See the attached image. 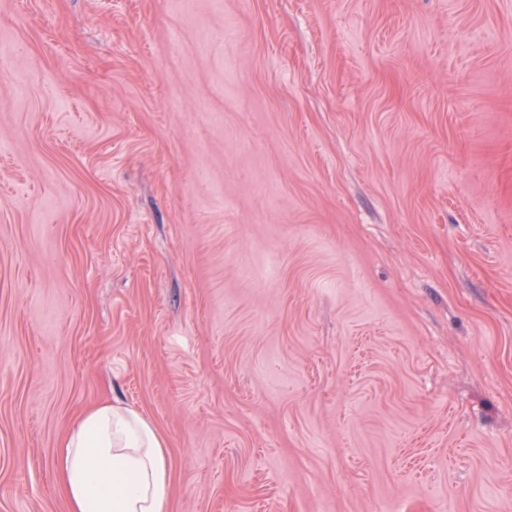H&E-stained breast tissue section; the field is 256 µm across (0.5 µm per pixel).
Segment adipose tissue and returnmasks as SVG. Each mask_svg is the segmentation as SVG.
Listing matches in <instances>:
<instances>
[{"label":"adipose tissue","instance_id":"ef3b65f1","mask_svg":"<svg viewBox=\"0 0 512 512\" xmlns=\"http://www.w3.org/2000/svg\"><path fill=\"white\" fill-rule=\"evenodd\" d=\"M58 470L70 512H166L164 442L133 409L104 405L66 434Z\"/></svg>","mask_w":512,"mask_h":512}]
</instances>
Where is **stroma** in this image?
Listing matches in <instances>:
<instances>
[{
    "instance_id": "35a3bbf8",
    "label": "stroma",
    "mask_w": 512,
    "mask_h": 512,
    "mask_svg": "<svg viewBox=\"0 0 512 512\" xmlns=\"http://www.w3.org/2000/svg\"><path fill=\"white\" fill-rule=\"evenodd\" d=\"M116 402L168 512H512V0H0V512Z\"/></svg>"
}]
</instances>
